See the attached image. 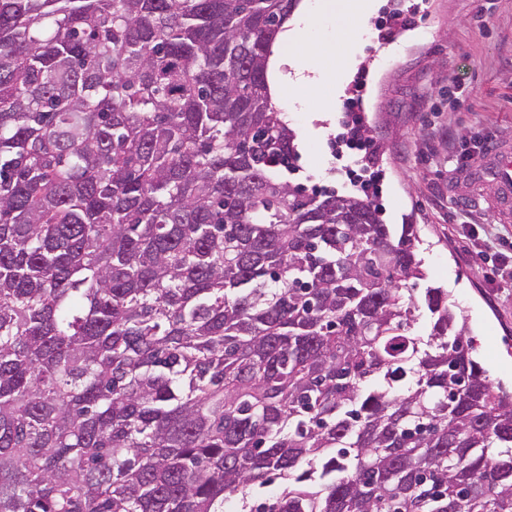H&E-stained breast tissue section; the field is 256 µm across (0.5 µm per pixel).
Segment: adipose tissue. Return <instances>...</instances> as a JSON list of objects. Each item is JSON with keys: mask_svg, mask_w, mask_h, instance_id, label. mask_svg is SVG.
<instances>
[{"mask_svg": "<svg viewBox=\"0 0 512 512\" xmlns=\"http://www.w3.org/2000/svg\"><path fill=\"white\" fill-rule=\"evenodd\" d=\"M374 0H302L285 25L268 60V83L283 111L303 112V140L326 136L351 68L367 43L368 19ZM350 42L340 68L327 63L336 40Z\"/></svg>", "mask_w": 512, "mask_h": 512, "instance_id": "1", "label": "adipose tissue"}]
</instances>
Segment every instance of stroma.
Returning a JSON list of instances; mask_svg holds the SVG:
<instances>
[{
    "instance_id": "stroma-1",
    "label": "stroma",
    "mask_w": 512,
    "mask_h": 512,
    "mask_svg": "<svg viewBox=\"0 0 512 512\" xmlns=\"http://www.w3.org/2000/svg\"><path fill=\"white\" fill-rule=\"evenodd\" d=\"M483 2L423 0L420 18L394 43L397 53L383 56L391 43L376 39L360 64L369 71L365 108L385 173L383 219L419 225L427 284L447 289L490 379L511 386L512 281L491 287L490 267L474 265L456 229L463 210L474 230L491 225L498 199L448 162L485 141L512 144V0H495L480 19ZM459 83L470 98L452 110L448 89ZM334 140L300 150L292 182L350 192Z\"/></svg>"
}]
</instances>
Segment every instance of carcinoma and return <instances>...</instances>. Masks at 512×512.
<instances>
[{"label": "carcinoma", "instance_id": "carcinoma-1", "mask_svg": "<svg viewBox=\"0 0 512 512\" xmlns=\"http://www.w3.org/2000/svg\"><path fill=\"white\" fill-rule=\"evenodd\" d=\"M296 4L0 0V512H512L416 225L284 178Z\"/></svg>", "mask_w": 512, "mask_h": 512}]
</instances>
